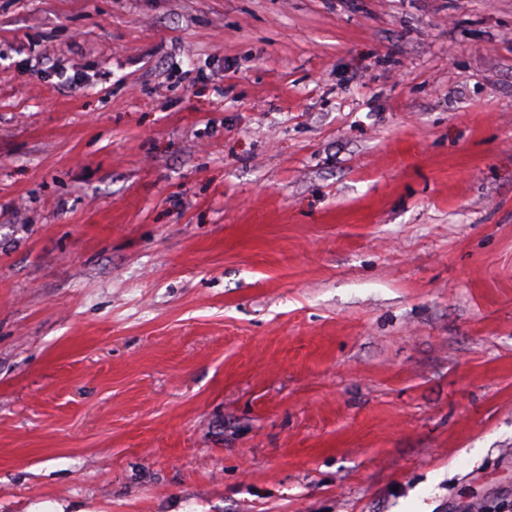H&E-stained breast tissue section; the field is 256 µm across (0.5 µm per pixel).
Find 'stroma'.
<instances>
[{
  "label": "stroma",
  "mask_w": 512,
  "mask_h": 512,
  "mask_svg": "<svg viewBox=\"0 0 512 512\" xmlns=\"http://www.w3.org/2000/svg\"><path fill=\"white\" fill-rule=\"evenodd\" d=\"M512 502V0H0V512Z\"/></svg>",
  "instance_id": "obj_1"
}]
</instances>
